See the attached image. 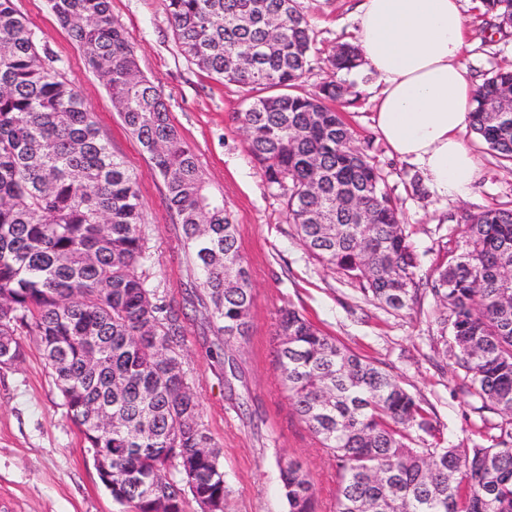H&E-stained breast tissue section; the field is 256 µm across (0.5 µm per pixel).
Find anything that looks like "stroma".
I'll return each mask as SVG.
<instances>
[{"mask_svg":"<svg viewBox=\"0 0 512 512\" xmlns=\"http://www.w3.org/2000/svg\"><path fill=\"white\" fill-rule=\"evenodd\" d=\"M356 0H297L310 23L315 52L301 80L315 92L332 78L328 63L338 44L354 37ZM55 67L79 92L101 135L137 178L145 205L148 259L145 269L168 302L181 306L189 273L179 235L166 206L160 178L139 144L123 129L103 82L89 70L76 42L57 23L48 0H14ZM468 31L467 56L476 79L512 64V29L491 28L480 0H461ZM143 74L162 92L172 123L196 150L210 188L223 194L238 226L253 282L250 331L214 362L215 337L194 316L183 318L180 352L201 421L222 450L224 512H287L279 462L294 459L309 474L316 512H335L336 462L293 411L282 387L275 335L281 308L303 313L324 333L392 373L424 400L445 445L460 449L485 443L497 411L482 408L467 392L465 371L452 345L440 338L436 302L423 293L413 309L395 311L364 296L359 284L323 266L289 224L287 198L268 185L249 150L238 118L250 88L220 83L186 59L162 0H111ZM360 98L336 102L357 146L372 153L402 209L419 256V276L445 265L458 241L454 214L488 207L512 208V169L499 166L474 141L466 144L480 174L471 195L441 202L415 185L417 170L389 155L372 127L369 86L360 71L345 74ZM24 359L0 369V512H124L101 483L92 458L67 417L54 377L32 337H23Z\"/></svg>","mask_w":512,"mask_h":512,"instance_id":"1","label":"stroma"}]
</instances>
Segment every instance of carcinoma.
I'll use <instances>...</instances> for the list:
<instances>
[{
	"mask_svg": "<svg viewBox=\"0 0 512 512\" xmlns=\"http://www.w3.org/2000/svg\"><path fill=\"white\" fill-rule=\"evenodd\" d=\"M58 23L100 73L124 128L161 178L181 232L201 323L247 336L253 288L237 224L212 191L165 99L139 70L110 0H49ZM184 56L212 79L257 88L240 113L267 183L288 186L289 223L320 263L400 311L421 286L442 306L438 323L459 351L469 394L508 419L491 444L441 447L422 399L388 371L340 345L295 309L277 324L281 382L299 419L336 459V512H512V209L464 212L461 252L426 281L401 212L372 155L318 94L293 91L313 39L297 0H163ZM503 32L512 0H482ZM277 20L276 36L270 21ZM338 71L359 67L341 45ZM512 67L477 88L469 134L512 166ZM367 210L372 219L359 221ZM144 204L137 179L101 137L78 92L53 66L13 0H0V364L25 357L34 336L88 448H110L112 499L127 512L224 505L221 448L201 421L181 355L180 311L141 269ZM112 412L101 430L99 410ZM288 512H314L301 465L280 462Z\"/></svg>",
	"mask_w": 512,
	"mask_h": 512,
	"instance_id": "cac0c4a2",
	"label": "carcinoma"
}]
</instances>
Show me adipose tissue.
<instances>
[{
  "mask_svg": "<svg viewBox=\"0 0 512 512\" xmlns=\"http://www.w3.org/2000/svg\"><path fill=\"white\" fill-rule=\"evenodd\" d=\"M355 44L376 79L374 128L437 199L467 198L478 173L464 142L478 83L460 0H358Z\"/></svg>",
  "mask_w": 512,
  "mask_h": 512,
  "instance_id": "obj_1",
  "label": "adipose tissue"
}]
</instances>
